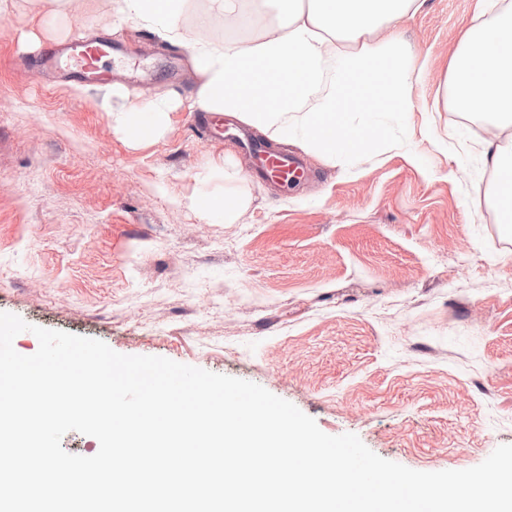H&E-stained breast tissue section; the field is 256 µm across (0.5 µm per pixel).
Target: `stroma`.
<instances>
[{
	"instance_id": "obj_1",
	"label": "stroma",
	"mask_w": 512,
	"mask_h": 512,
	"mask_svg": "<svg viewBox=\"0 0 512 512\" xmlns=\"http://www.w3.org/2000/svg\"><path fill=\"white\" fill-rule=\"evenodd\" d=\"M0 14V312L257 383L326 434L434 472L512 444V230L491 218L483 120L444 85L477 0H427L400 27L427 77L409 124L351 164L312 155L301 185L171 113L132 143L22 41L51 0ZM71 37L108 38L129 103L198 77L185 44L112 27L111 0H66ZM453 142L456 153L440 149ZM240 201L208 224L197 194Z\"/></svg>"
}]
</instances>
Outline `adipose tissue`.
I'll use <instances>...</instances> for the list:
<instances>
[{
  "instance_id": "1",
  "label": "adipose tissue",
  "mask_w": 512,
  "mask_h": 512,
  "mask_svg": "<svg viewBox=\"0 0 512 512\" xmlns=\"http://www.w3.org/2000/svg\"><path fill=\"white\" fill-rule=\"evenodd\" d=\"M278 17L249 43L198 40L190 61L200 78L191 101L165 92L131 110L119 85L94 97L128 140L158 136L182 107L232 115L273 140L329 161L352 163L375 148L373 130L415 111L426 75L398 27L425 0H273ZM187 0H116V25L183 42ZM446 86L465 112L488 119L480 156L495 176L493 203L512 223V0L464 31L448 64Z\"/></svg>"
}]
</instances>
